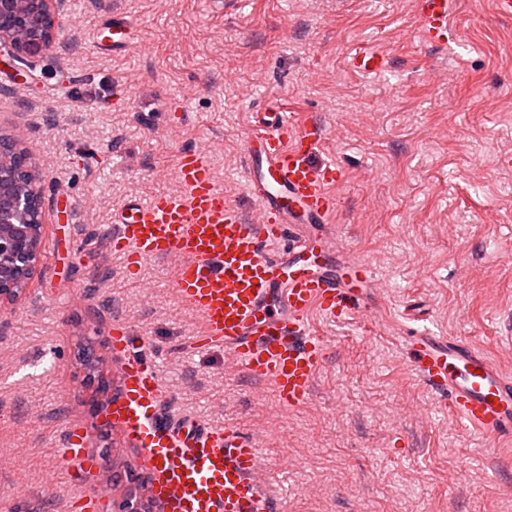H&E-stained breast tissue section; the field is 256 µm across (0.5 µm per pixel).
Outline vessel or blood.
<instances>
[{
	"label": "vessel or blood",
	"mask_w": 512,
	"mask_h": 512,
	"mask_svg": "<svg viewBox=\"0 0 512 512\" xmlns=\"http://www.w3.org/2000/svg\"><path fill=\"white\" fill-rule=\"evenodd\" d=\"M414 17L426 42L447 43L448 0H415ZM346 65L369 75L385 59L360 47ZM323 138L318 123H296L284 112L259 120L245 147L248 187L259 203L252 222L216 186L209 154L182 149L174 165L182 193L129 202L112 234L129 269L147 259L173 265L178 299L200 318V342H223L231 364L268 385L285 411L307 402L327 353L328 339L311 327L310 313L344 321L366 312L373 279L364 262L348 264L338 276L317 261L325 244L321 227L336 201L335 166L312 160ZM301 221L311 226L304 236L294 229ZM112 331L123 387L112 422L145 447L155 501L167 512H283L282 500L261 481L253 437L229 425L161 423L158 359L128 356L126 324L115 323ZM410 350L418 379L458 423L487 438L512 436V378L488 357L430 333L411 337ZM83 446L82 429L68 427L60 461L92 470Z\"/></svg>",
	"instance_id": "vessel-or-blood-1"
}]
</instances>
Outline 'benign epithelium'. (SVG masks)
<instances>
[{
	"mask_svg": "<svg viewBox=\"0 0 512 512\" xmlns=\"http://www.w3.org/2000/svg\"><path fill=\"white\" fill-rule=\"evenodd\" d=\"M62 0H0V55L38 57L56 41V13ZM32 152L0 133V302H14L34 274L41 256L46 212L31 166ZM109 512H150L144 498L130 492L112 500Z\"/></svg>",
	"mask_w": 512,
	"mask_h": 512,
	"instance_id": "1",
	"label": "benign epithelium"
}]
</instances>
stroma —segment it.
<instances>
[{
    "label": "stroma",
    "mask_w": 512,
    "mask_h": 512,
    "mask_svg": "<svg viewBox=\"0 0 512 512\" xmlns=\"http://www.w3.org/2000/svg\"><path fill=\"white\" fill-rule=\"evenodd\" d=\"M414 0H65L47 54L0 61V132L33 150L48 221L20 298L0 305V512H75L150 497L142 451L98 406L122 386L112 325L159 356L170 421L237 425L259 448L286 512H512V438L452 419L415 376L401 339L451 336L512 377V18L492 0H448L454 37L427 45ZM124 16L133 48L93 46ZM367 45L389 68L345 64ZM65 93L52 98L49 88ZM326 132L335 161L328 268L372 264V310L331 323L309 400L282 412L271 389L200 345L198 315L173 272L129 275L109 247L127 202L177 190L179 149L209 151L216 183L246 220L244 148L259 112L279 106ZM83 425L97 476L58 459Z\"/></svg>",
    "instance_id": "35a3bbf8"
}]
</instances>
